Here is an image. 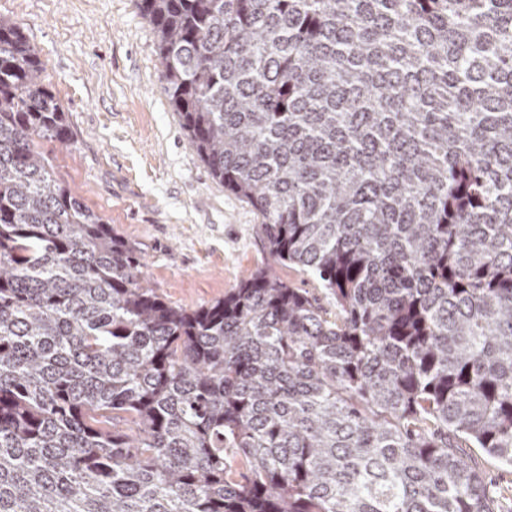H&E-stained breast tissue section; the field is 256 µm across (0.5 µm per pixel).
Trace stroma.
<instances>
[{"label":"stroma","instance_id":"obj_1","mask_svg":"<svg viewBox=\"0 0 512 512\" xmlns=\"http://www.w3.org/2000/svg\"><path fill=\"white\" fill-rule=\"evenodd\" d=\"M139 0H0L44 63L73 133L44 143L68 184L142 252L168 302L209 306L273 264L261 218L191 146Z\"/></svg>","mask_w":512,"mask_h":512}]
</instances>
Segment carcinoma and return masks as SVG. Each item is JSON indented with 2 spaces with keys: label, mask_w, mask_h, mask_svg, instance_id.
Masks as SVG:
<instances>
[{
  "label": "carcinoma",
  "mask_w": 512,
  "mask_h": 512,
  "mask_svg": "<svg viewBox=\"0 0 512 512\" xmlns=\"http://www.w3.org/2000/svg\"><path fill=\"white\" fill-rule=\"evenodd\" d=\"M267 264L186 309L63 179L0 16V512H499L512 469V0H140ZM468 462L486 475L488 485L493 491L504 493L507 502V510L512 512V470L499 466V464L479 448H466ZM505 510V512H510Z\"/></svg>",
  "instance_id": "cac0c4a2"
}]
</instances>
